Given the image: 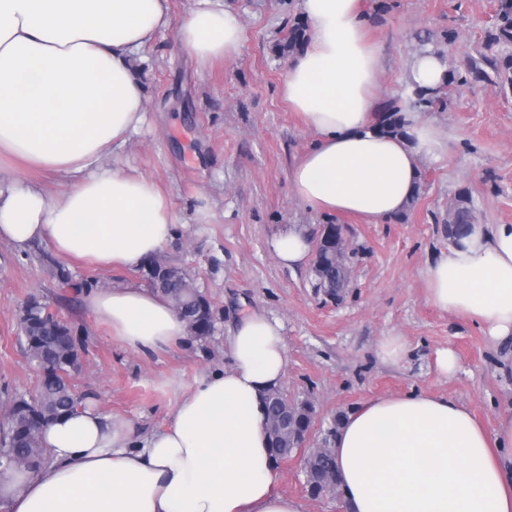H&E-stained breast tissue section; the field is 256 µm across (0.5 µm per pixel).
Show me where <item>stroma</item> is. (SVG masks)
<instances>
[{"mask_svg":"<svg viewBox=\"0 0 512 512\" xmlns=\"http://www.w3.org/2000/svg\"><path fill=\"white\" fill-rule=\"evenodd\" d=\"M228 2L242 20L243 49L203 69L177 40L193 0H171V26L134 60L148 121L113 160L169 194L175 233L160 254L208 296L213 333L148 356L128 351L90 314L83 293L61 287L57 274L66 271L93 290L147 285L145 269L99 268L61 258L45 242L20 252L1 241L0 424L12 400L32 393L41 379L18 331L19 313L35 297L79 341L71 378L84 404L130 421L139 435L164 426L197 378L229 367L224 338L253 309L282 324L287 364L279 388L314 406L311 447H325L365 401L412 391L464 402L494 430L512 411V341L493 343L471 320L428 304L422 271L448 245V208L458 196L471 197L476 223L512 224V88H500L490 66L512 46L488 41L497 0H364L384 63L383 100L411 105L406 67L424 33L467 79L443 86V105L425 113L447 137V156L423 161L414 203L381 224L313 212L293 193L291 168L315 139L282 94V47L289 30L305 22L299 0ZM473 64L482 78L469 77ZM336 223L349 242L351 275L333 301L314 288L310 266H282L271 242L294 229L309 233ZM388 335L409 346L396 365L377 354ZM446 348L458 366L444 376L435 359ZM302 457L298 451L278 465L277 490L301 499L304 512H344L339 495L307 496Z\"/></svg>","mask_w":512,"mask_h":512,"instance_id":"stroma-1","label":"stroma"}]
</instances>
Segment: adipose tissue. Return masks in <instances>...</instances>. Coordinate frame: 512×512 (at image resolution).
I'll return each mask as SVG.
<instances>
[{"label": "adipose tissue", "mask_w": 512, "mask_h": 512, "mask_svg": "<svg viewBox=\"0 0 512 512\" xmlns=\"http://www.w3.org/2000/svg\"><path fill=\"white\" fill-rule=\"evenodd\" d=\"M309 25L288 60L284 98L316 139L294 164L296 198L315 212L378 224L401 215L420 162L448 141L415 110L383 129L384 70L360 0H301ZM172 23L170 0H0V241L47 242L62 258L135 270L174 236L170 198L143 175L102 164L146 121L131 63ZM179 42L198 63L238 56L240 16L195 0ZM448 76L426 47L407 68L427 96ZM30 167L67 181L59 193L16 178ZM434 307L471 319L495 341L512 337V224H476L423 271ZM87 308L133 352L187 338L169 301L135 283L89 292ZM228 369L184 391L169 422L136 438L130 422L87 407L47 427L48 460L0 486V512H304L274 488L263 398L280 383L282 325L254 310L229 332ZM512 413L494 432L470 407L423 393L371 399L331 442L347 512H512Z\"/></svg>", "instance_id": "adipose-tissue-1"}]
</instances>
